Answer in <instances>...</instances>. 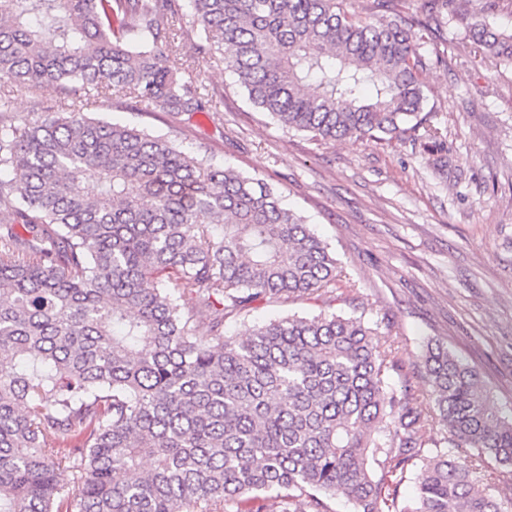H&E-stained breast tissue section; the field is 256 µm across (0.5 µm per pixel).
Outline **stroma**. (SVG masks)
Wrapping results in <instances>:
<instances>
[{"mask_svg":"<svg viewBox=\"0 0 512 512\" xmlns=\"http://www.w3.org/2000/svg\"><path fill=\"white\" fill-rule=\"evenodd\" d=\"M426 109L446 138L440 176L409 137L318 142L274 124L223 67L195 73L201 93H223L207 113L172 117L99 101L90 117L138 127L218 167L272 184L335 255L334 300L259 303L224 320L228 336L289 314L361 316L402 364L390 388L429 408L427 343L473 367L512 404V67L486 57L467 21L449 14L422 49Z\"/></svg>","mask_w":512,"mask_h":512,"instance_id":"stroma-1","label":"stroma"}]
</instances>
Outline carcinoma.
Instances as JSON below:
<instances>
[{
  "label": "carcinoma",
  "mask_w": 512,
  "mask_h": 512,
  "mask_svg": "<svg viewBox=\"0 0 512 512\" xmlns=\"http://www.w3.org/2000/svg\"><path fill=\"white\" fill-rule=\"evenodd\" d=\"M343 2L188 0L187 26L178 0H0V87H52L60 104L0 118V512H328L336 496L356 512H506L473 477L485 456L512 469V408L475 370L427 344L423 413L387 389L396 351L361 316L224 335L228 314L336 287L335 256L271 184L84 112L92 97L213 107L182 78L177 25L197 67L235 73L281 126L333 141L410 133L444 170L423 115L432 28L397 0L365 17ZM465 2L469 36L512 66V32L487 22L495 0ZM436 416L446 435L424 455ZM414 460L417 495L401 507Z\"/></svg>",
  "instance_id": "obj_1"
}]
</instances>
